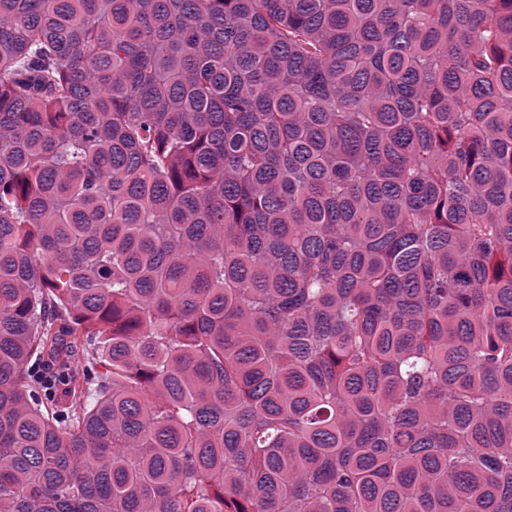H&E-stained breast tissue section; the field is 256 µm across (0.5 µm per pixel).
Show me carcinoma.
I'll return each mask as SVG.
<instances>
[{"label": "carcinoma", "mask_w": 512, "mask_h": 512, "mask_svg": "<svg viewBox=\"0 0 512 512\" xmlns=\"http://www.w3.org/2000/svg\"><path fill=\"white\" fill-rule=\"evenodd\" d=\"M0 512H512V0H0Z\"/></svg>", "instance_id": "obj_1"}]
</instances>
